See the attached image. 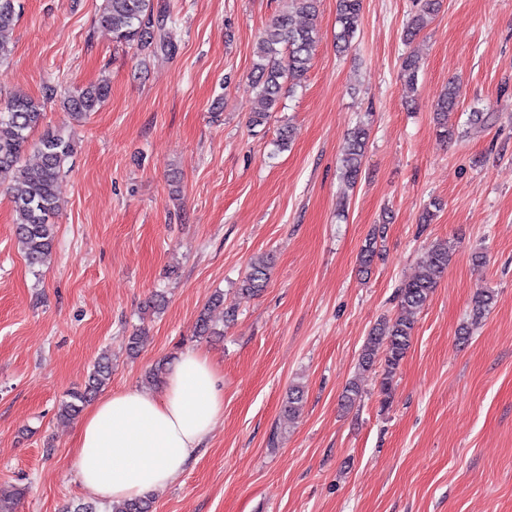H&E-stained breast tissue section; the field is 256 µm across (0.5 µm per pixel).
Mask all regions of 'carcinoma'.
<instances>
[{
	"label": "carcinoma",
	"instance_id": "obj_1",
	"mask_svg": "<svg viewBox=\"0 0 512 512\" xmlns=\"http://www.w3.org/2000/svg\"><path fill=\"white\" fill-rule=\"evenodd\" d=\"M16 0H0V33L11 28L18 18ZM292 9L307 23H295L293 14H280L267 26L257 46L254 64V84L257 89V107L250 115L253 127L266 125L269 114L278 105L284 87L301 86L317 49L316 18L320 0H290ZM439 9L438 0H421L419 13L405 29L406 41H413L427 25L430 16ZM363 0H337L336 48L344 53L352 46L359 30ZM99 23L112 31L119 43L134 44L143 52L165 48L164 28L154 20L152 0H104ZM400 77L407 89L416 85L421 69L417 55L409 53L401 58ZM110 93L103 83L89 84L67 91L60 103L69 117L78 122L98 111ZM460 90L457 83L448 82L440 94L434 110L438 137L444 141L456 140L460 132L448 125V113L457 109ZM43 116V104L26 95L16 94L0 102V172L13 173L10 187L11 202L17 214L15 239L27 264L32 268L45 265L51 256L56 225L52 217L57 208L56 187L74 153L73 139L61 131H45L39 138L32 133ZM369 128L362 124L350 132L341 155L343 179L350 185L357 182L361 171ZM33 153L38 162L29 165L25 155ZM379 231L374 230L365 238L360 252V268L366 272L379 255ZM450 254L448 242L437 241L424 248L418 260L417 273L401 282L397 289L400 311L386 317L373 327L362 346L358 359L359 368L367 370L380 365V392L390 399L397 374L410 348L415 324L413 314L420 311L448 271ZM268 259H253L239 282L238 296L243 300L259 295L268 284ZM497 293L491 288L475 292L467 320L460 325L458 339L466 342L473 327L479 325L496 303ZM196 335L219 336L221 331L212 324L208 310L200 312L196 322ZM112 375L110 358L103 354L93 366L84 386L71 391L68 399L58 407L57 416L63 420L76 418L86 404L108 383ZM304 402V390L295 385L289 388L283 406V417L294 420ZM114 512H152V499L143 496L130 502L113 506Z\"/></svg>",
	"mask_w": 512,
	"mask_h": 512
}]
</instances>
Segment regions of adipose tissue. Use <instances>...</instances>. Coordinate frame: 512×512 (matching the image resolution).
<instances>
[{
    "mask_svg": "<svg viewBox=\"0 0 512 512\" xmlns=\"http://www.w3.org/2000/svg\"><path fill=\"white\" fill-rule=\"evenodd\" d=\"M224 412L209 361L184 354L162 396L135 388L112 392L85 414L70 469L107 502L139 498L182 473Z\"/></svg>",
    "mask_w": 512,
    "mask_h": 512,
    "instance_id": "obj_1",
    "label": "adipose tissue"
}]
</instances>
